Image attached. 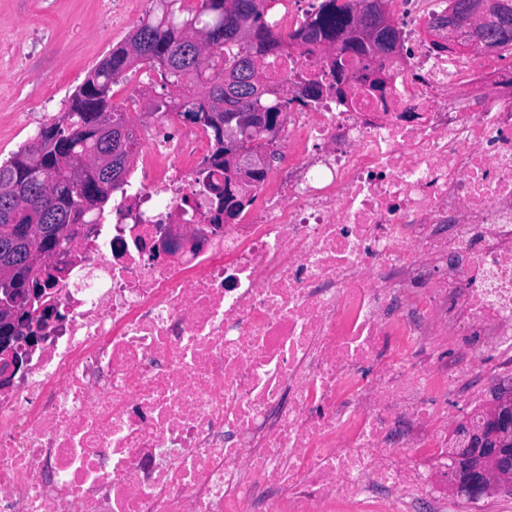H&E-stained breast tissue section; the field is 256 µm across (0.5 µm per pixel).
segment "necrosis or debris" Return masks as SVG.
<instances>
[{"label": "necrosis or debris", "mask_w": 512, "mask_h": 512, "mask_svg": "<svg viewBox=\"0 0 512 512\" xmlns=\"http://www.w3.org/2000/svg\"><path fill=\"white\" fill-rule=\"evenodd\" d=\"M301 3L267 0L261 76L322 96L262 133L234 223L183 98L133 101L140 176L9 353L0 512H457L427 465L448 397L512 374V47L449 52V0H389L403 49L362 59L301 37Z\"/></svg>", "instance_id": "1"}]
</instances>
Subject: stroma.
<instances>
[{"label":"stroma","instance_id":"35a3bbf8","mask_svg":"<svg viewBox=\"0 0 512 512\" xmlns=\"http://www.w3.org/2000/svg\"><path fill=\"white\" fill-rule=\"evenodd\" d=\"M154 0H0V159L63 112L68 95Z\"/></svg>","mask_w":512,"mask_h":512}]
</instances>
